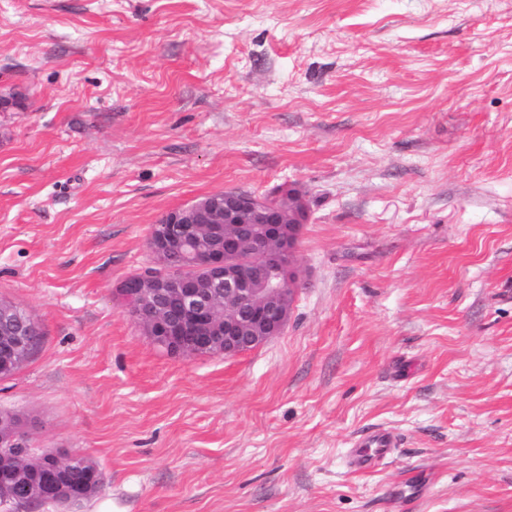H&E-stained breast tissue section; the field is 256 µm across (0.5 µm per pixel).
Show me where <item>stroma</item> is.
Masks as SVG:
<instances>
[{"label":"stroma","instance_id":"stroma-1","mask_svg":"<svg viewBox=\"0 0 512 512\" xmlns=\"http://www.w3.org/2000/svg\"><path fill=\"white\" fill-rule=\"evenodd\" d=\"M0 91V410L102 470L71 512H512V0H0ZM288 186L283 333L154 345L152 225ZM32 318V316H30ZM30 317H22L19 307L9 300H0V377L4 371L13 372L29 357L31 349L38 340L40 331ZM41 336L30 355L40 347ZM393 438L386 432L369 433L355 443L351 464L358 470H370L393 448Z\"/></svg>","mask_w":512,"mask_h":512}]
</instances>
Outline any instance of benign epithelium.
Returning <instances> with one entry per match:
<instances>
[{
  "mask_svg": "<svg viewBox=\"0 0 512 512\" xmlns=\"http://www.w3.org/2000/svg\"><path fill=\"white\" fill-rule=\"evenodd\" d=\"M26 99L0 94V112L23 110ZM310 210L302 194L260 197L226 190L208 204H194L163 215L151 230L148 247L155 268L125 279L118 293L145 336L172 357L236 356L282 333L288 323L299 277L295 255ZM187 273L174 278V258ZM40 331L19 307L0 300V377L22 365ZM25 427L22 417L0 414V471L20 474L32 461L51 473L82 466L77 453L57 451L30 456L16 448ZM92 477L83 490L59 480L28 488L32 508L69 505L89 497Z\"/></svg>",
  "mask_w": 512,
  "mask_h": 512,
  "instance_id": "benign-epithelium-1",
  "label": "benign epithelium"
}]
</instances>
